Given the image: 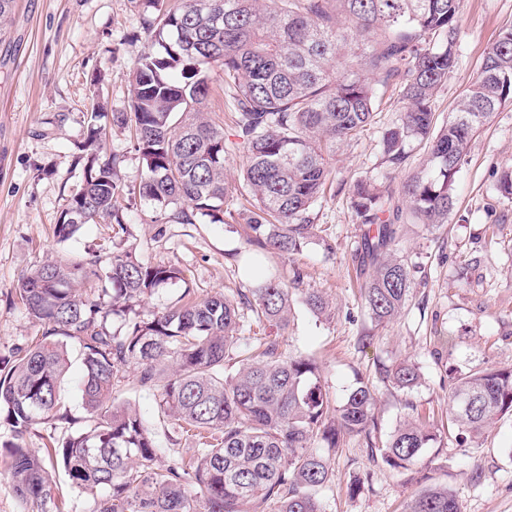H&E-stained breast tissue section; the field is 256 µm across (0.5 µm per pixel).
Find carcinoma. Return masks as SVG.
<instances>
[{
  "instance_id": "carcinoma-1",
  "label": "carcinoma",
  "mask_w": 512,
  "mask_h": 512,
  "mask_svg": "<svg viewBox=\"0 0 512 512\" xmlns=\"http://www.w3.org/2000/svg\"><path fill=\"white\" fill-rule=\"evenodd\" d=\"M462 0H140L144 45L132 68L130 111L113 122L132 130L142 162L139 185L126 187L119 158H102V128L88 126L85 173L72 190L55 234L73 238L84 224L127 223L135 199L151 224H195L202 216L244 224L242 272L257 286L233 295L188 299L139 318L137 306L160 288L187 282L173 264L144 263L130 253L48 260L22 274L17 294L44 328L43 338L0 357V415L13 440L8 489L24 512H54L60 467L94 500L92 512H326L319 489L332 482L331 456L341 435L363 434L397 471L424 464L437 434L425 421L399 423L388 440L370 441L376 397L365 384L338 404L310 356L285 357L275 340L253 347L245 325L286 330L293 293L265 269L269 252L294 255L316 236L315 206L329 181L328 158L357 141L374 120L380 88H402L399 119L379 150L401 167L413 143L428 148L422 168L402 186L406 208L371 181L348 190L365 226L360 265L370 268L361 297L371 321L401 315L413 290L412 268L393 246L401 227L429 231L448 223L457 175L468 147L503 105L512 102V28L487 50L475 81L450 119L435 129L433 97L456 65ZM220 67L231 121L243 154L239 183L226 177L224 126L205 106ZM244 197L245 203L229 208ZM96 285L98 299L81 285ZM109 304H103V299ZM303 304L326 317L317 291ZM250 311L245 321L244 310ZM122 331L107 329L108 317ZM79 346V385L89 425L53 441L41 456L24 435L46 420L69 417L60 394L68 368L66 341ZM131 367L143 386L161 384V415L184 432L207 434L189 458L158 463L155 438L134 409L112 398L119 372ZM385 375L399 389L421 380L405 360ZM512 415V366L448 378V429L476 437ZM405 512H460L446 486L421 489Z\"/></svg>"
}]
</instances>
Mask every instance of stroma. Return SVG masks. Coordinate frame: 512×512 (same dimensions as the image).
Wrapping results in <instances>:
<instances>
[{
	"mask_svg": "<svg viewBox=\"0 0 512 512\" xmlns=\"http://www.w3.org/2000/svg\"><path fill=\"white\" fill-rule=\"evenodd\" d=\"M512 27V0H463L458 22L457 64L439 90L434 110L446 121L461 93L479 73L499 32ZM143 30L136 0H15L0 42V355L26 346L41 325L16 303L21 275L46 260L69 253L104 256L127 251L152 264L175 263L188 270V283L169 284L142 302L148 317L162 312L183 288L198 295L249 288L236 262L244 247L240 224H170L158 235L138 204L125 226L86 224L58 242L54 228L70 192L84 179L83 144L91 113H102L101 154H120L122 182L138 185L142 163L128 130L113 125L112 113L129 109V80L141 49ZM400 89H382L374 122L357 142L330 159L333 187L320 200V228L302 252L270 253L268 266L284 276L304 275L302 287L333 303L322 322L302 303L279 339L287 355H308L322 366V381L336 400L357 382L376 393V428L371 436L348 434L333 457L335 477L322 492L328 512H402L427 475L448 485L461 512H512V416L501 418L476 438L459 442L448 431V372L512 366V202L496 182L512 167V104L494 114L474 136L456 180L454 209L444 227L428 232L404 225L395 248L414 268L415 285L406 310L386 325L372 324L360 296L364 279L352 255L363 226L350 207L348 189L360 180L390 188L403 205L401 188L425 157L413 146L399 169L382 165L378 141L398 117ZM483 262L459 277L470 255ZM70 367L61 395L72 422L36 426L23 443L48 446L86 412L76 392L82 375L79 347L67 346ZM421 371L418 387L403 391L386 381V369L405 361ZM161 390L123 374L115 398L130 403L145 419L167 464L195 453L196 437L174 428L159 412ZM416 415L433 425L438 442L426 455L424 474L398 472L372 456L370 442H384L399 421ZM358 492H350L353 479Z\"/></svg>",
	"mask_w": 512,
	"mask_h": 512,
	"instance_id": "35a3bbf8",
	"label": "stroma"
}]
</instances>
